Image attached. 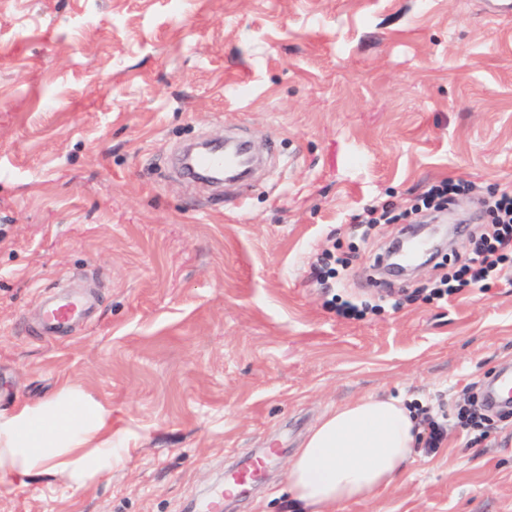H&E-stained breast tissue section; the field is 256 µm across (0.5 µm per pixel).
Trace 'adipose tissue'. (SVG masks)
<instances>
[{"mask_svg": "<svg viewBox=\"0 0 512 512\" xmlns=\"http://www.w3.org/2000/svg\"><path fill=\"white\" fill-rule=\"evenodd\" d=\"M419 433L412 411L393 398L337 407L297 449L283 492L296 512L379 499L401 476ZM114 454L111 411L80 391L0 411L1 474L50 472L80 486L110 471Z\"/></svg>", "mask_w": 512, "mask_h": 512, "instance_id": "obj_1", "label": "adipose tissue"}]
</instances>
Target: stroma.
<instances>
[{"label":"stroma","instance_id":"35a3bbf8","mask_svg":"<svg viewBox=\"0 0 512 512\" xmlns=\"http://www.w3.org/2000/svg\"><path fill=\"white\" fill-rule=\"evenodd\" d=\"M239 129L275 163L245 200L186 184L174 151ZM470 182L446 255L382 282L372 209ZM512 190V11L483 0H0V410L73 386L112 411L110 472L79 489L0 474V512H195L226 467L278 454L227 512L281 490L322 415L369 395L453 410L512 367V267L448 300L413 290L468 257ZM347 261L338 318L310 277ZM80 274L92 317L33 333ZM335 512H512V416L449 429L374 502Z\"/></svg>","mask_w":512,"mask_h":512}]
</instances>
